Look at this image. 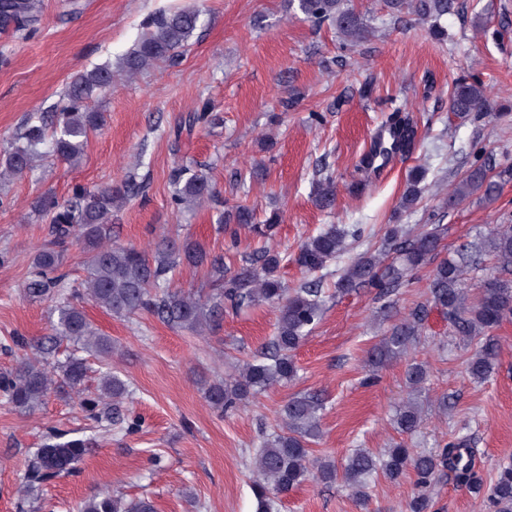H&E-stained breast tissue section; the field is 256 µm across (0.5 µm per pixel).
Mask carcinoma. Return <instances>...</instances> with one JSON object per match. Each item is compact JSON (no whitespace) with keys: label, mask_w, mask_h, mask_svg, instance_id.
<instances>
[{"label":"carcinoma","mask_w":512,"mask_h":512,"mask_svg":"<svg viewBox=\"0 0 512 512\" xmlns=\"http://www.w3.org/2000/svg\"><path fill=\"white\" fill-rule=\"evenodd\" d=\"M395 13L412 11L435 20L454 8V0H387ZM40 0H0V34L29 30L37 24ZM304 19L319 28L326 23L336 25L351 42L365 34L366 24L356 14L349 0H297ZM201 20L195 7L173 13H160L147 24L149 31L123 58L122 70L133 75L144 67L163 61L182 48ZM112 68L99 67L75 77L68 85L66 103L39 124H29L21 135L24 144L11 148L0 176H16L33 167L37 146L51 140L52 150L71 164L79 163L88 134L98 127L103 116L88 110L89 102L112 83ZM487 97L479 83L461 80L453 87L449 109L466 114L485 109ZM396 144L409 149L417 136V127L409 116L395 114L389 121ZM172 205L191 208L213 196L206 174L181 166L173 173ZM419 176L411 174L403 198L410 208L418 201L421 190ZM138 188L135 176H128L119 186L95 189L77 187L71 198L59 202L51 195L41 197L36 210L50 218L53 240L33 258L22 288L29 298L58 299L56 335L76 344L77 348L102 358L112 354V340L98 334L84 312L71 303L65 293L67 274L61 271L62 252L69 241L83 244L87 253L86 275L80 283L83 293L100 307L120 318H131L142 312L155 315L167 325L191 333L214 330L220 325L224 309L238 310L260 303L278 307L279 316L274 336L242 362L238 374L229 380L202 383L204 398L212 406L224 410L235 407L277 384L292 380L298 371L294 353L323 316L322 289L312 282L288 288L279 276L284 256L271 249L251 253L240 269L225 273L224 258L211 257L204 248L188 237L157 236L151 254L112 240V212ZM480 192L492 199L498 192V181L483 165L470 169L459 182L452 203ZM315 200L330 208L335 202V186L331 176L318 182ZM252 229L263 239L275 237L279 214L273 213L263 224L254 223L252 210L236 207L225 223ZM360 227L332 225L308 238L293 255L294 263L304 273L320 271L346 249V239L358 240ZM442 232L439 227L423 229L411 236L393 226L386 232L385 247L365 252L355 259L336 283L337 291L350 293L359 288H373L383 308L392 307L393 292L409 281L411 273L435 263L429 284L428 299L415 305L399 321L384 332L368 351V362L374 368L408 356L421 335L428 306L434 305L448 316L454 335L476 347L465 361L467 376L481 382L493 372L499 355V342L492 334L504 320L512 316V224H495L486 234L462 244L440 259ZM492 267L472 286L468 275L480 268L485 258ZM210 264L216 274V288L204 297L175 285L176 274L185 266ZM84 358L73 352L62 361L25 358L9 371L0 372V396L15 410L29 413L46 395L62 385L78 396L82 409L94 421H112L107 402L120 399L127 392L126 382L116 373L101 374L98 394L85 395L81 386L86 376ZM424 364L412 361L405 371L406 387L416 392L426 381ZM324 399L315 393L290 397L277 411L272 431L263 438L253 457L252 482L257 499V512H274L277 501L308 481L325 484L341 482L357 499L369 498L367 479L377 472L397 481L414 473L420 492L408 504L409 512H429L433 507L427 493L446 470L455 473L462 485L485 495L493 512H512V464L498 468L495 479L485 483L473 470L472 448L467 439H451L432 452L398 442L376 455L365 448H355L340 467L332 460L313 457L309 444L320 434V417ZM423 408L409 398L396 410L394 423L407 436L415 434L423 422ZM83 440L59 441L49 438L37 449L25 475L26 488L36 490L52 478L73 469L86 454ZM79 512H155L152 500L143 498L127 502L107 491L99 492L80 503Z\"/></svg>","instance_id":"1"}]
</instances>
